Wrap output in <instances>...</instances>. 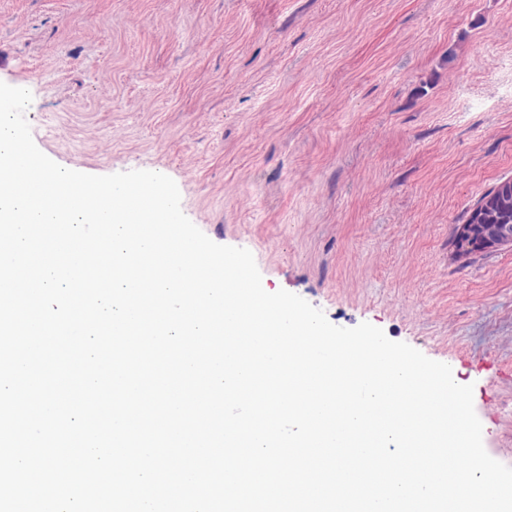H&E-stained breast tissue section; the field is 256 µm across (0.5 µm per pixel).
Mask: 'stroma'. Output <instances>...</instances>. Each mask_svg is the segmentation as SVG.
Wrapping results in <instances>:
<instances>
[{
  "instance_id": "35a3bbf8",
  "label": "stroma",
  "mask_w": 512,
  "mask_h": 512,
  "mask_svg": "<svg viewBox=\"0 0 512 512\" xmlns=\"http://www.w3.org/2000/svg\"><path fill=\"white\" fill-rule=\"evenodd\" d=\"M0 82L59 165L169 176L266 291L449 365L512 467V246L453 244L512 178V0H0Z\"/></svg>"
}]
</instances>
